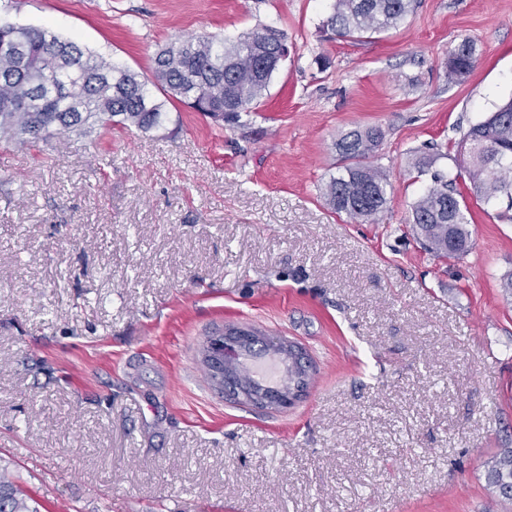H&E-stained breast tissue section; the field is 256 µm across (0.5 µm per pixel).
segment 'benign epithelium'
<instances>
[{
	"instance_id": "benign-epithelium-1",
	"label": "benign epithelium",
	"mask_w": 512,
	"mask_h": 512,
	"mask_svg": "<svg viewBox=\"0 0 512 512\" xmlns=\"http://www.w3.org/2000/svg\"><path fill=\"white\" fill-rule=\"evenodd\" d=\"M275 348L281 352H299L290 341L270 339L237 326H227L224 331L210 337L203 350L205 369L215 386L224 390L231 399L259 407L283 409L294 405L306 392L308 385V362L299 358L298 379L287 388L269 393L242 378L239 373L238 356L245 352Z\"/></svg>"
}]
</instances>
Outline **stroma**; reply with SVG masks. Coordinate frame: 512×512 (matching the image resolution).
I'll list each match as a JSON object with an SVG mask.
<instances>
[{
  "label": "stroma",
  "instance_id": "stroma-1",
  "mask_svg": "<svg viewBox=\"0 0 512 512\" xmlns=\"http://www.w3.org/2000/svg\"><path fill=\"white\" fill-rule=\"evenodd\" d=\"M334 0H0L153 75L180 38L261 25L288 58L256 112L185 106L0 152V470L32 512H512V219L468 198L473 248L424 251L410 206L512 98V0H419L395 29L325 40ZM478 64L458 83L462 40ZM330 65L320 69L318 56ZM376 126L378 222L325 205L336 139ZM295 342L283 410L227 399L200 362L226 325ZM477 58L474 43L468 39L462 40L448 57L446 63L448 80L462 81L474 70ZM486 479L500 496L512 499V448H505L492 458L487 467Z\"/></svg>",
  "mask_w": 512,
  "mask_h": 512
}]
</instances>
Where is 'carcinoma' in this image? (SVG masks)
I'll list each match as a JSON object with an SVG mask.
<instances>
[{
  "instance_id": "carcinoma-1",
  "label": "carcinoma",
  "mask_w": 512,
  "mask_h": 512,
  "mask_svg": "<svg viewBox=\"0 0 512 512\" xmlns=\"http://www.w3.org/2000/svg\"><path fill=\"white\" fill-rule=\"evenodd\" d=\"M417 0H335L326 21L332 34L353 38L398 27ZM287 34L262 25L229 43L213 37L179 39L155 57L153 79L84 51L48 28L0 26V141L33 145L57 135L125 127L149 132L163 126L169 107L182 103L217 123L256 112L280 68L276 53ZM476 47L462 40L446 63L448 80L460 82L475 68ZM382 132L353 130L336 140L340 165L322 188L326 204L355 222H374L388 202L386 175L369 162ZM456 173L431 175L433 186L411 205V224L437 256H464L472 249L468 206L457 192L469 181L485 204L512 209V100L469 128ZM489 485L512 499V448L489 462ZM0 512H30L18 479L0 474Z\"/></svg>"
}]
</instances>
